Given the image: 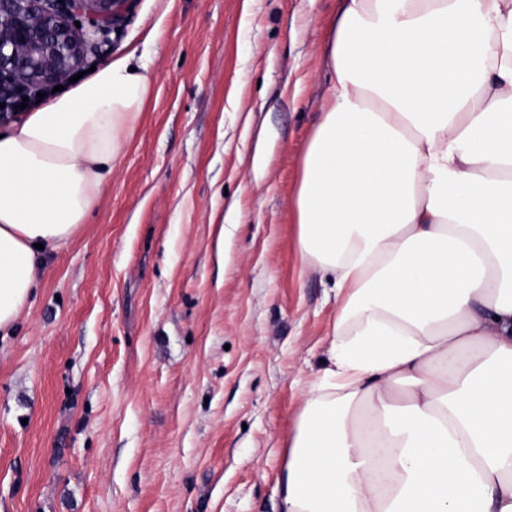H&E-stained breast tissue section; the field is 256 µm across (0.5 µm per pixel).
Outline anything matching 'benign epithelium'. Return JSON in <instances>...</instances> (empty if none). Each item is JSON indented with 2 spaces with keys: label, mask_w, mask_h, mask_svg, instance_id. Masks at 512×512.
<instances>
[{
  "label": "benign epithelium",
  "mask_w": 512,
  "mask_h": 512,
  "mask_svg": "<svg viewBox=\"0 0 512 512\" xmlns=\"http://www.w3.org/2000/svg\"><path fill=\"white\" fill-rule=\"evenodd\" d=\"M127 0H0L1 104L67 79L103 41Z\"/></svg>",
  "instance_id": "benign-epithelium-1"
}]
</instances>
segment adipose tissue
Here are the masks:
<instances>
[{
	"mask_svg": "<svg viewBox=\"0 0 512 512\" xmlns=\"http://www.w3.org/2000/svg\"><path fill=\"white\" fill-rule=\"evenodd\" d=\"M292 198L332 284L278 512H512V0H344ZM119 57L0 133V331L150 92Z\"/></svg>",
	"mask_w": 512,
	"mask_h": 512,
	"instance_id": "ef3b65f1",
	"label": "adipose tissue"
}]
</instances>
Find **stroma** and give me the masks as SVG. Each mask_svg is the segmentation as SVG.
Listing matches in <instances>:
<instances>
[{
  "instance_id": "35a3bbf8",
  "label": "stroma",
  "mask_w": 512,
  "mask_h": 512,
  "mask_svg": "<svg viewBox=\"0 0 512 512\" xmlns=\"http://www.w3.org/2000/svg\"><path fill=\"white\" fill-rule=\"evenodd\" d=\"M340 8L129 0L89 56L132 55L153 84L87 224L0 334V512H278L336 317L291 199Z\"/></svg>"
}]
</instances>
